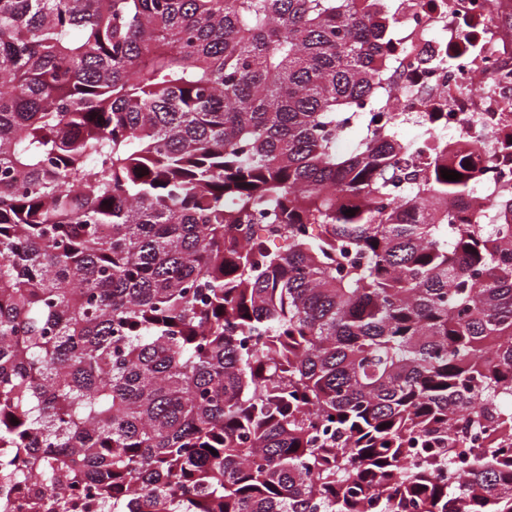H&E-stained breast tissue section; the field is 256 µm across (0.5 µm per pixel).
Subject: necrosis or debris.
Here are the masks:
<instances>
[{"label":"necrosis or debris","instance_id":"necrosis-or-debris-1","mask_svg":"<svg viewBox=\"0 0 512 512\" xmlns=\"http://www.w3.org/2000/svg\"><path fill=\"white\" fill-rule=\"evenodd\" d=\"M396 18L389 110L399 125L416 121L422 139L456 141L480 173V205L490 207L512 184V161L492 163L512 121V0H398ZM431 112L441 123L428 121Z\"/></svg>","mask_w":512,"mask_h":512}]
</instances>
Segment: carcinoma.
Listing matches in <instances>:
<instances>
[{"label":"carcinoma","mask_w":512,"mask_h":512,"mask_svg":"<svg viewBox=\"0 0 512 512\" xmlns=\"http://www.w3.org/2000/svg\"><path fill=\"white\" fill-rule=\"evenodd\" d=\"M393 28L389 0H0L1 484L512 512V191L489 218L448 138L401 141Z\"/></svg>","instance_id":"1"}]
</instances>
